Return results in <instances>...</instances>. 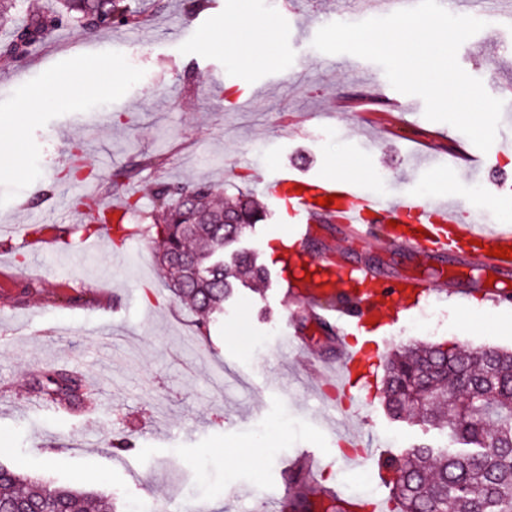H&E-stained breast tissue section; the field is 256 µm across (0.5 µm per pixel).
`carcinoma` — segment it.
I'll list each match as a JSON object with an SVG mask.
<instances>
[{"label": "carcinoma", "instance_id": "cac0c4a2", "mask_svg": "<svg viewBox=\"0 0 512 512\" xmlns=\"http://www.w3.org/2000/svg\"><path fill=\"white\" fill-rule=\"evenodd\" d=\"M20 0H0V28L10 27L0 44L8 56L28 53L62 19L90 29L114 23L136 26L142 14L134 0H59L53 14H29L13 22ZM206 181L191 186L163 183L155 193L152 237L156 257L167 269L170 290L203 326L224 314V302L239 287L269 280V271L250 250L234 248L237 237L266 219L246 193L222 203ZM97 224H115L129 236L126 204L113 217L109 208L85 202ZM33 388L54 404H85L82 375L54 369L32 374ZM495 400H484L487 389ZM456 396L448 410V396ZM383 398L395 419L448 429L449 448L420 445L382 460L400 512H512V351L469 349L445 343L410 345L385 364ZM0 512H114L111 499L78 487L34 481L0 465Z\"/></svg>", "mask_w": 512, "mask_h": 512}]
</instances>
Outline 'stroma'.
<instances>
[{"label": "stroma", "mask_w": 512, "mask_h": 512, "mask_svg": "<svg viewBox=\"0 0 512 512\" xmlns=\"http://www.w3.org/2000/svg\"><path fill=\"white\" fill-rule=\"evenodd\" d=\"M138 41L112 26L91 34L57 27L24 58L0 56V154L24 158L0 170V463L58 485L113 495L124 512L138 501L207 504L211 512H261L288 484L289 459L315 449L320 486L362 499L388 496L377 463L418 443L446 446V432L393 419L382 401L385 360L418 343L512 348V270L488 284L470 279L463 256L350 239L341 224H318L302 252L372 259L389 278L430 281L437 293L432 327L422 306L391 315L367 343L357 396L328 386L319 363L340 362L353 331L324 337L311 315L290 316L282 264L270 281L242 288L207 328L170 300L154 258L148 219L162 183L212 182L229 197L248 192L268 214L241 248L265 252L275 233L297 236L282 191L261 175L299 166L302 175L351 171L365 190L393 199L413 193L443 199L485 219L512 215V22L489 19L458 50L460 66L505 102L487 153L503 175L454 162L477 154L460 131L424 116L423 100L396 130L340 111L337 99L392 93L383 69L313 48L317 30L353 22L349 0H214L190 13L186 0H138ZM263 41L268 59L245 61L241 44ZM95 74L96 84L85 81ZM63 87L46 107L25 111L38 89ZM124 177L113 178L115 169ZM138 201L127 239L96 227L81 204ZM74 232L61 257L36 249ZM295 321L304 346L289 350ZM75 369L96 376L98 397L72 410L46 402L34 370ZM126 438L131 454L113 452ZM259 448L261 459L250 451Z\"/></svg>", "instance_id": "stroma-1"}]
</instances>
